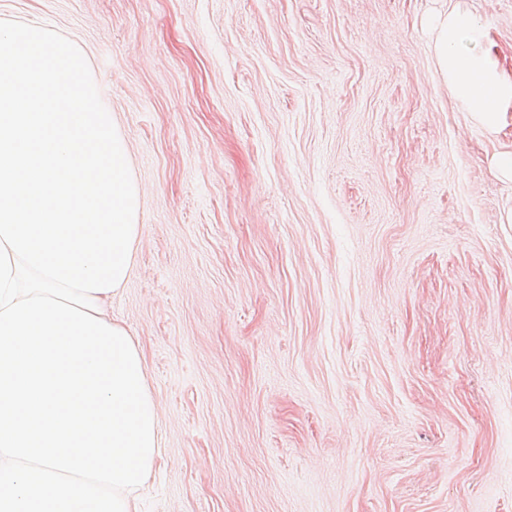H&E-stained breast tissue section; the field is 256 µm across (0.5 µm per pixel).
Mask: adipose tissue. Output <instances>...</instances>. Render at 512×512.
Wrapping results in <instances>:
<instances>
[{"label":"adipose tissue","mask_w":512,"mask_h":512,"mask_svg":"<svg viewBox=\"0 0 512 512\" xmlns=\"http://www.w3.org/2000/svg\"><path fill=\"white\" fill-rule=\"evenodd\" d=\"M487 34L469 11L455 8L433 29L436 63L448 88L487 131L500 132L512 115V73L500 64Z\"/></svg>","instance_id":"1"}]
</instances>
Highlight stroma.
I'll use <instances>...</instances> for the list:
<instances>
[{
  "label": "stroma",
  "mask_w": 512,
  "mask_h": 512,
  "mask_svg": "<svg viewBox=\"0 0 512 512\" xmlns=\"http://www.w3.org/2000/svg\"><path fill=\"white\" fill-rule=\"evenodd\" d=\"M457 4L512 71V0H0L130 144L140 512H512V124L436 68Z\"/></svg>",
  "instance_id": "stroma-1"
}]
</instances>
